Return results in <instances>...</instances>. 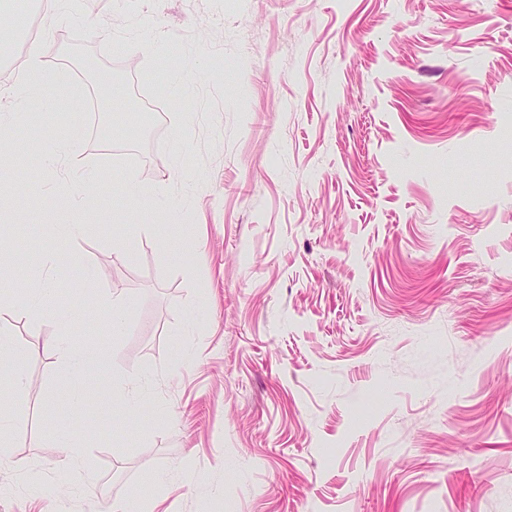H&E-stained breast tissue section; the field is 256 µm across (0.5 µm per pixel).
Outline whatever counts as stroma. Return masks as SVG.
I'll return each instance as SVG.
<instances>
[{"mask_svg":"<svg viewBox=\"0 0 512 512\" xmlns=\"http://www.w3.org/2000/svg\"><path fill=\"white\" fill-rule=\"evenodd\" d=\"M34 43L62 95L14 145L116 133L67 161L112 178L71 184L76 247L47 157L0 159V287L54 255L74 317L0 315L29 377L0 512H512V0H73L0 87ZM92 63L119 76L106 111ZM66 332L108 395L61 366ZM56 420L87 453L67 484ZM57 351L60 357L68 363L88 367L89 370H95L100 376L108 373V365L96 349L85 348L83 354L76 356L66 342H61Z\"/></svg>","mask_w":512,"mask_h":512,"instance_id":"obj_1","label":"stroma"}]
</instances>
